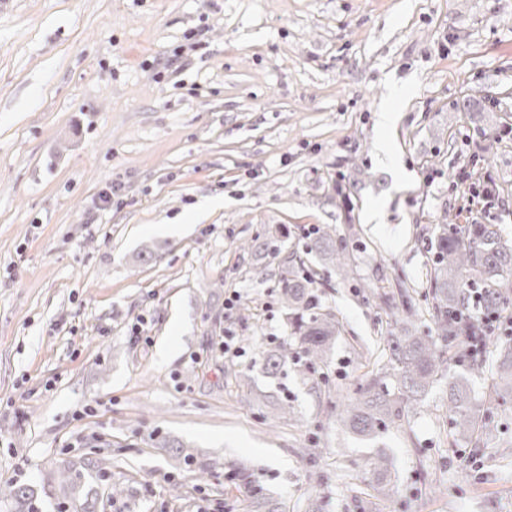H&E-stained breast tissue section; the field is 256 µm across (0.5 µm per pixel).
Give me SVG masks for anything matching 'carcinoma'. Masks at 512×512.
Wrapping results in <instances>:
<instances>
[{"label":"carcinoma","mask_w":512,"mask_h":512,"mask_svg":"<svg viewBox=\"0 0 512 512\" xmlns=\"http://www.w3.org/2000/svg\"><path fill=\"white\" fill-rule=\"evenodd\" d=\"M433 248L428 290L432 326L418 332L403 327L398 319L389 324L384 337L387 362L377 371L363 374L340 413L343 425L357 435L375 437L401 424L408 417V403L425 395L441 378L448 379L446 411L451 444L475 434L468 379L451 370L462 366L473 375L483 372L481 352L490 337L485 335L483 324L467 318L472 308L469 289H479L483 311L512 312V244L501 240L491 224H438ZM310 250L329 256L345 270L350 268L348 256L327 231L313 238ZM311 285L309 277L292 268L280 280L291 335L296 337L309 371L328 363L340 333L336 313L318 302ZM287 362L288 349L283 346L259 354V365L266 375H277ZM509 400L512 401V337L504 339L500 346L483 418L490 417L495 408ZM367 467L376 476L370 490L378 498L392 499L396 490L387 455L375 454ZM100 471L99 463L91 461L85 463L83 472L69 466L49 472V477L69 485L71 512H89L85 484L95 481ZM242 486L253 512H278L276 505L255 492L247 480H242ZM368 491L359 489L357 493L366 495ZM0 495L10 505V512H35L34 495L24 486L11 485Z\"/></svg>","instance_id":"carcinoma-1"}]
</instances>
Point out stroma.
<instances>
[{
	"label": "stroma",
	"mask_w": 512,
	"mask_h": 512,
	"mask_svg": "<svg viewBox=\"0 0 512 512\" xmlns=\"http://www.w3.org/2000/svg\"><path fill=\"white\" fill-rule=\"evenodd\" d=\"M438 224L512 242V0H0V488L59 512L49 471L101 460L93 512H249L241 468L279 512H512L511 403L476 447H451L442 380L376 439L338 416L385 334L361 281L404 283L424 329ZM311 227L353 276L310 252ZM293 253L341 334L323 373L269 378ZM267 402L289 409L273 429ZM380 448L398 492L379 511L349 488ZM317 236L313 238L310 250L328 255L332 260L338 261L339 265L345 270L346 275L349 274L350 263L349 258L341 247H336V240H333L331 234L328 231L321 233L317 232Z\"/></svg>",
	"instance_id": "1"
}]
</instances>
